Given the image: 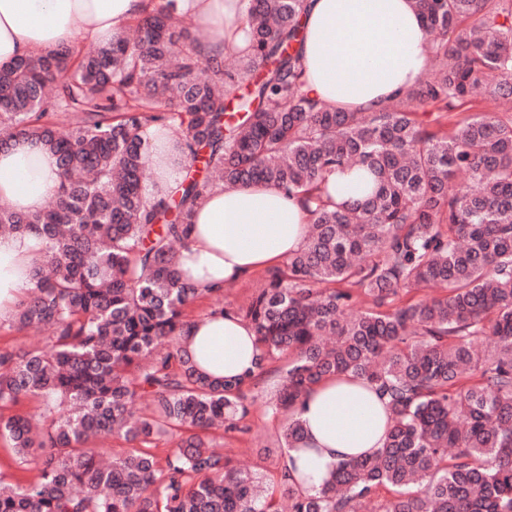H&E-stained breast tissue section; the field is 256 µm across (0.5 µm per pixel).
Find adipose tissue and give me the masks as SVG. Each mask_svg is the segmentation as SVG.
Returning a JSON list of instances; mask_svg holds the SVG:
<instances>
[{
    "mask_svg": "<svg viewBox=\"0 0 512 512\" xmlns=\"http://www.w3.org/2000/svg\"><path fill=\"white\" fill-rule=\"evenodd\" d=\"M147 0H0V64L70 45L75 34L112 41L140 17ZM176 9L209 37L204 59L246 52L249 19L244 0H176ZM303 38L297 46L302 90L332 107L372 112L424 74L428 31L413 0H307ZM157 172L147 194L155 199L183 175L178 138L156 142ZM59 183L54 156L41 144L13 140L0 153V202L22 212L40 210ZM189 244L179 266L183 282L199 293L281 263L306 239L308 214L297 199L273 184L216 185L191 214ZM37 259L34 237H0V320L31 285ZM183 342L198 368L231 378L252 368L254 332L242 318H189ZM388 402L363 380L331 379L316 385L299 416L301 447L289 449V473L307 491L321 488L336 465L371 454L386 438Z\"/></svg>",
    "mask_w": 512,
    "mask_h": 512,
    "instance_id": "ef3b65f1",
    "label": "adipose tissue"
}]
</instances>
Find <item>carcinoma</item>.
Masks as SVG:
<instances>
[{
    "label": "carcinoma",
    "instance_id": "cac0c4a2",
    "mask_svg": "<svg viewBox=\"0 0 512 512\" xmlns=\"http://www.w3.org/2000/svg\"><path fill=\"white\" fill-rule=\"evenodd\" d=\"M305 6L248 0L236 71L197 55L204 37L182 44L188 22L166 5L83 57L0 66V150L36 140L60 178L39 211L0 204V235L41 245L0 329L46 333L0 349V443L38 464L25 484L0 476V512H283L285 499L288 512H512V0H415L439 75L369 113L302 92ZM465 105L474 113L448 128ZM151 126L177 133L191 163L154 201ZM353 167L373 176L367 196L336 206L328 178ZM218 182L277 184L311 215L304 247L247 307L209 293L207 314L255 332L254 370L234 379L181 346L199 299L181 250ZM349 284L371 300L351 318ZM425 288L436 293L396 304ZM283 357L274 391L254 393ZM340 375L388 399V433L313 493L285 459L239 467L208 438L249 432L261 401L295 448L310 389ZM24 401L38 414L13 412Z\"/></svg>",
    "mask_w": 512,
    "mask_h": 512
}]
</instances>
